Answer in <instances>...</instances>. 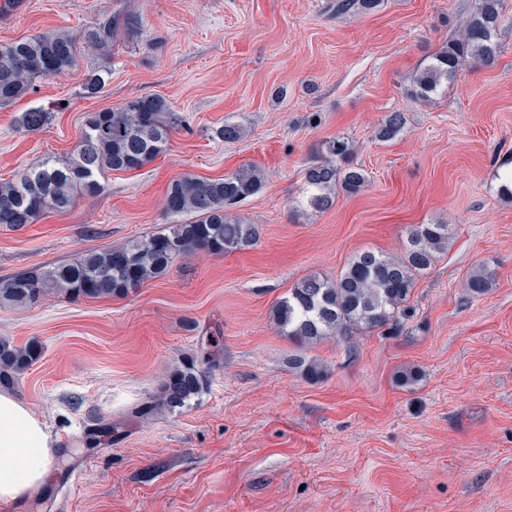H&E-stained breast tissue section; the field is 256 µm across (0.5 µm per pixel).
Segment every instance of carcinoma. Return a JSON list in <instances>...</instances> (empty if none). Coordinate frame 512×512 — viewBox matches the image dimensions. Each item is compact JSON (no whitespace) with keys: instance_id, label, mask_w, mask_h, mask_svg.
Wrapping results in <instances>:
<instances>
[{"instance_id":"1","label":"carcinoma","mask_w":512,"mask_h":512,"mask_svg":"<svg viewBox=\"0 0 512 512\" xmlns=\"http://www.w3.org/2000/svg\"><path fill=\"white\" fill-rule=\"evenodd\" d=\"M381 4L382 0H336V12L368 14ZM501 20V0H480L460 35L413 74L409 97L428 101L463 67L493 62L498 53L494 35ZM120 27L134 35L140 21L130 14L77 35L49 31L0 45V102L29 95L37 81L72 69L81 43L89 51L106 53ZM50 112L31 108L22 114L20 125L27 132H40L49 124ZM183 124V116L161 95L136 96L117 110L90 113L70 153L46 158L15 180L0 184V226L20 229L47 212L70 209L80 197L101 194L108 173L137 170L154 161ZM405 125L404 113L391 112L374 138L389 142ZM353 152V145L343 137L322 143L319 159L302 170L308 207L326 211L339 193L354 195L362 190L368 177L352 160ZM261 186L260 172L244 166L222 178L177 179L167 190L164 208L183 221L122 246L17 274L0 282V303L24 307L53 292L75 299L122 298L145 281L164 276L178 260L197 250L228 254L250 248L258 242L259 230L238 216L236 207ZM451 234L449 224H415L406 232L401 256L366 251L334 279L307 276L277 304L273 319L284 335L302 346L334 338L349 343L380 329L400 334L410 318L409 302L418 277L445 250ZM492 282L493 273L483 269L469 278L467 288L479 295ZM41 355L42 347L35 340L18 345L0 338V384L30 369ZM212 362L207 347L190 356L166 375L157 396L131 410V417L145 420L159 407L186 406L202 391Z\"/></svg>"}]
</instances>
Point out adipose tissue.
I'll return each instance as SVG.
<instances>
[{
    "instance_id": "obj_1",
    "label": "adipose tissue",
    "mask_w": 512,
    "mask_h": 512,
    "mask_svg": "<svg viewBox=\"0 0 512 512\" xmlns=\"http://www.w3.org/2000/svg\"><path fill=\"white\" fill-rule=\"evenodd\" d=\"M56 441L27 403L0 392V502L14 501L49 478Z\"/></svg>"
}]
</instances>
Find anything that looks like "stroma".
Here are the masks:
<instances>
[{
	"mask_svg": "<svg viewBox=\"0 0 512 512\" xmlns=\"http://www.w3.org/2000/svg\"><path fill=\"white\" fill-rule=\"evenodd\" d=\"M334 0H17L0 10V44L73 34L136 15L107 55L79 52L68 72L0 103V182L70 152L89 113L157 94L185 120L142 169L113 171L104 192L19 230L0 227V279L117 247L174 221L163 205L185 175L252 165L258 193L238 214L253 247L198 251L126 297L53 294L0 307V336L43 353L9 389L58 439L54 471L17 512H512V200L498 175L512 159V0L488 65L460 70L427 103L407 91L421 62L457 36L479 0H384L336 14ZM103 71L104 90L84 91ZM51 108L43 131L18 125ZM407 122L394 140L384 116ZM240 124L243 137L216 131ZM345 137L369 176L319 212L301 171L323 141ZM453 234L418 278L398 336L370 333L306 348L273 310L306 276L337 277L358 253L396 256L414 224ZM482 295L467 282L481 268ZM214 337L220 360L187 407L131 418L162 378ZM320 364V379L292 367ZM415 371V385L398 374ZM121 432L95 437L98 420ZM406 125V117L402 112L387 114L377 127L374 138L378 142H389L396 138Z\"/></svg>",
	"mask_w": 512,
	"mask_h": 512,
	"instance_id": "obj_1",
	"label": "stroma"
}]
</instances>
